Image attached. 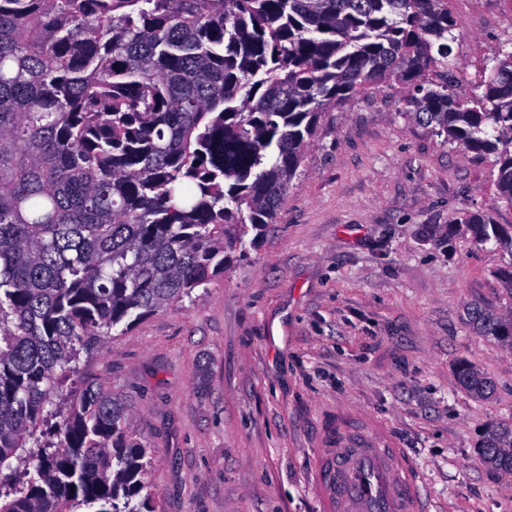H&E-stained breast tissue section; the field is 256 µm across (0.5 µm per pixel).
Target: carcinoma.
I'll use <instances>...</instances> for the list:
<instances>
[{"label":"carcinoma","instance_id":"obj_1","mask_svg":"<svg viewBox=\"0 0 512 512\" xmlns=\"http://www.w3.org/2000/svg\"><path fill=\"white\" fill-rule=\"evenodd\" d=\"M452 30L448 0H0V512H155L128 407L92 378L57 400L63 374L256 243L326 109L395 82L512 202V51L470 107ZM461 224L512 254L511 224ZM468 315L512 351L511 318ZM478 453L511 474L512 424Z\"/></svg>","mask_w":512,"mask_h":512}]
</instances>
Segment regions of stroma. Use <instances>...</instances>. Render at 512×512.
Wrapping results in <instances>:
<instances>
[{
    "instance_id": "1",
    "label": "stroma",
    "mask_w": 512,
    "mask_h": 512,
    "mask_svg": "<svg viewBox=\"0 0 512 512\" xmlns=\"http://www.w3.org/2000/svg\"><path fill=\"white\" fill-rule=\"evenodd\" d=\"M454 92L482 93L512 48V0H448ZM393 83L323 112L296 178L247 253L223 275L113 330L80 374L131 406L152 450L156 512H317L311 475L337 410L385 425L417 463L430 512H512L505 473L476 452L512 421V353L466 309L512 316L498 272L512 255L459 229L469 213L512 225L495 157L418 125ZM496 391L467 394L457 369ZM461 386L475 397H488L494 391V382L479 368L471 364H464L459 371Z\"/></svg>"
}]
</instances>
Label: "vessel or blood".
<instances>
[{"mask_svg":"<svg viewBox=\"0 0 512 512\" xmlns=\"http://www.w3.org/2000/svg\"><path fill=\"white\" fill-rule=\"evenodd\" d=\"M322 439L319 512H429L416 467L383 427L340 412Z\"/></svg>","mask_w":512,"mask_h":512,"instance_id":"vessel-or-blood-1","label":"vessel or blood"}]
</instances>
